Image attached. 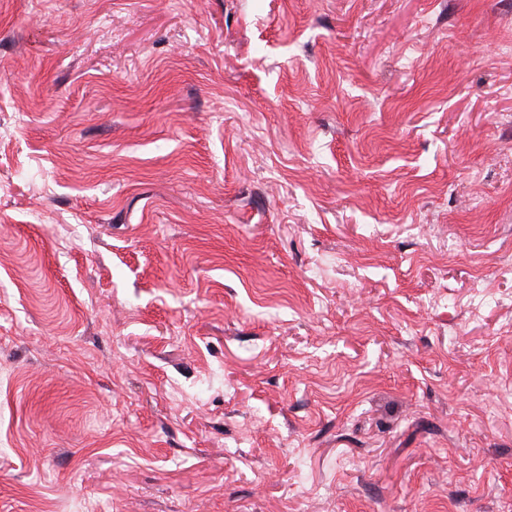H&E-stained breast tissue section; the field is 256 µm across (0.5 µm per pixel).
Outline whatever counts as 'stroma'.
Here are the masks:
<instances>
[{
    "label": "stroma",
    "instance_id": "stroma-1",
    "mask_svg": "<svg viewBox=\"0 0 512 512\" xmlns=\"http://www.w3.org/2000/svg\"><path fill=\"white\" fill-rule=\"evenodd\" d=\"M0 512H512V0H0Z\"/></svg>",
    "mask_w": 512,
    "mask_h": 512
}]
</instances>
